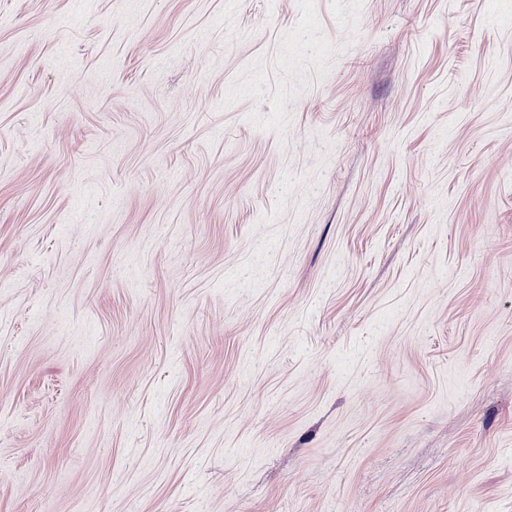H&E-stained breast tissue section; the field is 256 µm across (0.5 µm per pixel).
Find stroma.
<instances>
[{"mask_svg": "<svg viewBox=\"0 0 512 512\" xmlns=\"http://www.w3.org/2000/svg\"><path fill=\"white\" fill-rule=\"evenodd\" d=\"M0 512H512V0H0Z\"/></svg>", "mask_w": 512, "mask_h": 512, "instance_id": "1", "label": "stroma"}]
</instances>
